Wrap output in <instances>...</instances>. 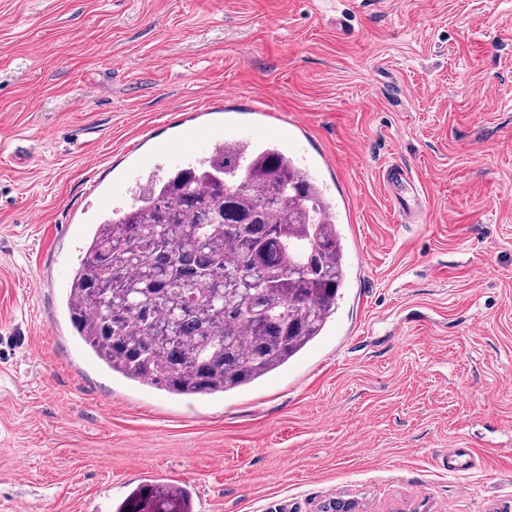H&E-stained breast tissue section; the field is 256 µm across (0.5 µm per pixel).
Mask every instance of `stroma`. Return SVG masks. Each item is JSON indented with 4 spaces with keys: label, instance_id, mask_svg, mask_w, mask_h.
I'll return each mask as SVG.
<instances>
[{
    "label": "stroma",
    "instance_id": "1",
    "mask_svg": "<svg viewBox=\"0 0 512 512\" xmlns=\"http://www.w3.org/2000/svg\"><path fill=\"white\" fill-rule=\"evenodd\" d=\"M254 100L336 203L335 315L235 391L112 374L66 282L36 281L111 218L97 178L211 104L254 126ZM452 448L476 468L448 474ZM155 480L197 512H512V0H0V512H110ZM386 180L398 214L405 220L411 219L420 209V196L407 168L392 167L387 171Z\"/></svg>",
    "mask_w": 512,
    "mask_h": 512
}]
</instances>
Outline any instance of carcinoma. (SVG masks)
I'll use <instances>...</instances> for the list:
<instances>
[{"instance_id":"1","label":"carcinoma","mask_w":512,"mask_h":512,"mask_svg":"<svg viewBox=\"0 0 512 512\" xmlns=\"http://www.w3.org/2000/svg\"><path fill=\"white\" fill-rule=\"evenodd\" d=\"M139 192L80 250L66 309L109 370L175 396L226 393L322 335L345 281L336 213L280 147L243 146ZM113 512H194L190 491L146 482Z\"/></svg>"}]
</instances>
